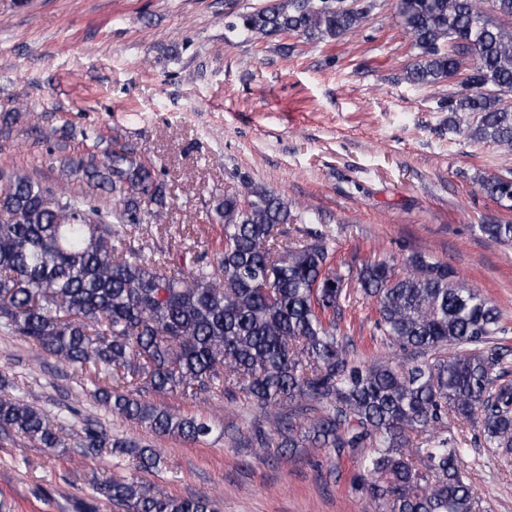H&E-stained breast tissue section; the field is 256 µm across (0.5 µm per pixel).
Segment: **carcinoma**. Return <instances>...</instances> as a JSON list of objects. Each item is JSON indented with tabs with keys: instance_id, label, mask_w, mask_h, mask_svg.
I'll list each match as a JSON object with an SVG mask.
<instances>
[{
	"instance_id": "obj_1",
	"label": "carcinoma",
	"mask_w": 512,
	"mask_h": 512,
	"mask_svg": "<svg viewBox=\"0 0 512 512\" xmlns=\"http://www.w3.org/2000/svg\"><path fill=\"white\" fill-rule=\"evenodd\" d=\"M373 4L339 0H266L228 27L248 37L336 40L360 29ZM396 17L414 61L413 85L456 79L448 111L468 112L467 136L512 153V0H396ZM93 147L101 155L65 161L58 181L10 178L0 201V320L67 364L94 369L107 385L93 397L159 435L196 443L216 429L203 417L158 407L148 395L181 390L247 398L266 414L286 399L298 414L273 428L255 425L248 447L329 448L351 456V489L370 512H479L461 468L463 449L444 435L448 415L477 428L494 459L512 463V347L499 307L469 288L454 268L421 253L408 270L367 261L356 274L375 307L374 335L393 357L351 356L340 328L348 278L331 268L324 237L302 229L290 241L280 229L302 219L288 200L262 186L226 193L210 220L224 226L221 247L175 263L147 257L128 231L161 224L167 192L155 166L126 147ZM81 174L90 188L112 193L104 209L92 193L73 196L63 181ZM480 187L512 209V170L485 176ZM477 230L504 245L512 224ZM0 431L41 448L65 445L58 418L22 396L0 393ZM81 453L105 451L144 471L168 469L156 448L83 428ZM95 492L123 512H217L205 496L174 497L160 487L107 476Z\"/></svg>"
}]
</instances>
